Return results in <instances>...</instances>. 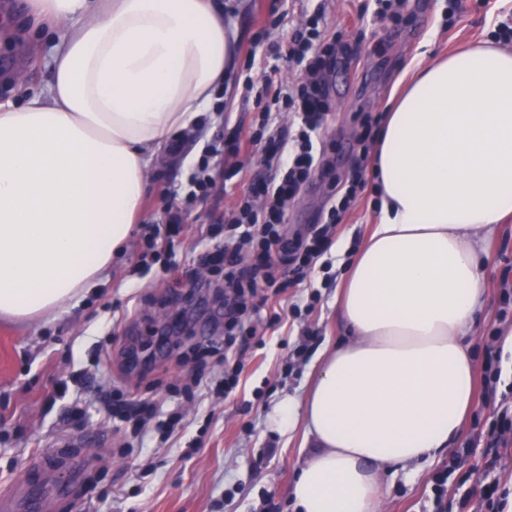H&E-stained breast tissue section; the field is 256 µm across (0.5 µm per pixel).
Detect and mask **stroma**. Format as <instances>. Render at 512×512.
Wrapping results in <instances>:
<instances>
[{
    "instance_id": "1",
    "label": "stroma",
    "mask_w": 512,
    "mask_h": 512,
    "mask_svg": "<svg viewBox=\"0 0 512 512\" xmlns=\"http://www.w3.org/2000/svg\"><path fill=\"white\" fill-rule=\"evenodd\" d=\"M223 3L224 25L237 33L235 61L211 113L199 117L180 152L156 158L142 217L108 278L57 317L25 324L0 320V488L17 480L30 458L68 448L73 455L58 472L60 482L71 480L82 454L100 459L86 476L80 512H294L292 484L309 452L305 425L276 426L271 413L282 402L307 396L321 353L340 334L336 294L378 212L376 178L366 174L332 233L341 252H328L325 265L311 271L289 272L292 286L283 292L260 288L267 302L248 326L265 345L233 352L245 382L227 395L215 390L224 351L205 344L224 333L218 292L224 274L213 271L203 282L196 274L200 257L227 242L224 219L262 170V151L216 157L212 192L185 209L186 232L163 243L160 261L146 265L141 237L167 222L161 192L187 187L194 165L215 141L233 133L252 137L262 107L258 95H244L245 81L266 71L274 85L294 84L299 68L274 67L268 49L318 15L334 56L324 75L326 121L313 138L327 175L302 187L285 229L293 235L325 224L327 179L348 187L363 117L385 114L421 59L470 42L498 41L501 24L512 26V0H404L396 14L384 10L382 0ZM52 46L46 29L0 37V103L11 98L12 75L21 76L30 91L45 88ZM481 250L485 298L468 335L479 377L500 346L492 331H512V321L499 318L504 283L512 281V217L495 226ZM114 399L125 405L153 402L161 416L175 413L180 421L170 436L139 438L114 416ZM497 409V402L474 398L448 451L412 474L386 466L382 512H434L432 481L454 451L459 459L448 485L464 497L471 489L469 474L483 461Z\"/></svg>"
}]
</instances>
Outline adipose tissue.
<instances>
[{
  "label": "adipose tissue",
  "instance_id": "1",
  "mask_svg": "<svg viewBox=\"0 0 512 512\" xmlns=\"http://www.w3.org/2000/svg\"><path fill=\"white\" fill-rule=\"evenodd\" d=\"M54 29L51 75L0 104V318L28 322L108 275L156 154L193 126L235 57L213 0H23ZM381 209L336 298L344 336L303 402L297 512H380L388 464L434 458L473 404L465 340L485 294L477 248L512 214V51L418 63L374 156Z\"/></svg>",
  "mask_w": 512,
  "mask_h": 512
}]
</instances>
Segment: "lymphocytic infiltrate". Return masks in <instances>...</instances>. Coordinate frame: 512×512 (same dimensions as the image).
Segmentation results:
<instances>
[{"label":"lymphocytic infiltrate","instance_id":"f902f5d3","mask_svg":"<svg viewBox=\"0 0 512 512\" xmlns=\"http://www.w3.org/2000/svg\"><path fill=\"white\" fill-rule=\"evenodd\" d=\"M277 59L288 66H298L299 80L295 87L282 89L285 110L291 111L297 127L291 128L277 123L271 112H263L261 130L265 133L264 163L273 171L270 182H258L242 195L229 222L240 228V242L236 249L224 253V283L232 288L239 298L238 313L247 310V298L256 296L260 284L274 285L285 276V266L272 264L268 254L275 245H284L287 264L301 269L315 268L318 261L331 247V238L325 232L310 229L308 234L285 239L280 226L286 221L288 206L302 185L319 171L321 164L312 141L325 122L328 112L327 92L323 72L332 48L325 42V33L318 20L296 30L284 47L275 48ZM359 138L364 148L352 170L350 185L338 203L329 210L331 223H339L357 186L362 182L370 163L369 144L375 143L378 132L371 118H364ZM251 247L259 250L263 258L252 268L249 279L238 276L236 268L242 256L241 250Z\"/></svg>","mask_w":512,"mask_h":512}]
</instances>
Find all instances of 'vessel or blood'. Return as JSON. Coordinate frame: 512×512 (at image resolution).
<instances>
[{"mask_svg": "<svg viewBox=\"0 0 512 512\" xmlns=\"http://www.w3.org/2000/svg\"><path fill=\"white\" fill-rule=\"evenodd\" d=\"M68 486L58 483L52 473V458L35 459L22 479L0 495V512H60L73 504Z\"/></svg>", "mask_w": 512, "mask_h": 512, "instance_id": "1", "label": "vessel or blood"}]
</instances>
